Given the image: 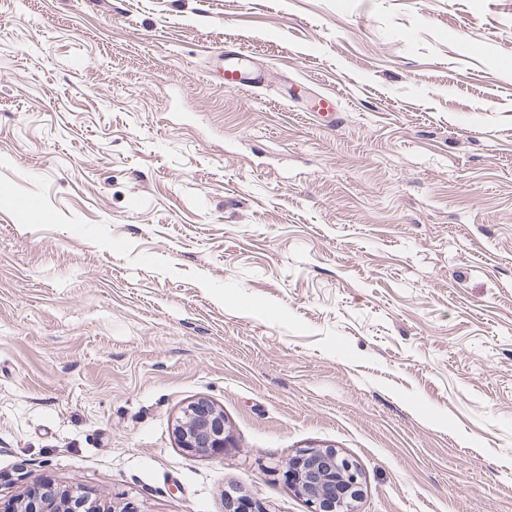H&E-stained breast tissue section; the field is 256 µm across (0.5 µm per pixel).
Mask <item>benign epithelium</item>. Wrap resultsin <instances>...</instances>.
I'll return each mask as SVG.
<instances>
[{
	"label": "benign epithelium",
	"mask_w": 512,
	"mask_h": 512,
	"mask_svg": "<svg viewBox=\"0 0 512 512\" xmlns=\"http://www.w3.org/2000/svg\"><path fill=\"white\" fill-rule=\"evenodd\" d=\"M180 448L219 458L231 442L224 413L206 398L188 404L175 426ZM285 478L310 512H350L362 494L355 463L333 448H308L288 459ZM0 512H101L98 500L84 490H61L48 480L33 483L19 500L0 502ZM224 512H267L260 500L241 502L224 492Z\"/></svg>",
	"instance_id": "1"
}]
</instances>
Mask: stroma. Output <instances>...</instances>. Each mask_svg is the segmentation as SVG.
I'll list each match as a JSON object with an SVG mask.
<instances>
[{"mask_svg": "<svg viewBox=\"0 0 512 512\" xmlns=\"http://www.w3.org/2000/svg\"><path fill=\"white\" fill-rule=\"evenodd\" d=\"M310 447L512 512V0H0V500L309 512ZM215 60L224 61V80L220 86L227 91H236L245 88L247 85L246 78L237 61L236 57H228L223 51H217L214 55ZM180 448L186 452L201 453L219 458L231 442L224 413L206 398L188 404L175 426ZM122 507L112 504L113 512H138L131 505ZM98 500L84 490H61L51 481L43 480L33 483L19 500L0 502L1 512H112L101 511Z\"/></svg>", "mask_w": 512, "mask_h": 512, "instance_id": "1", "label": "stroma"}]
</instances>
